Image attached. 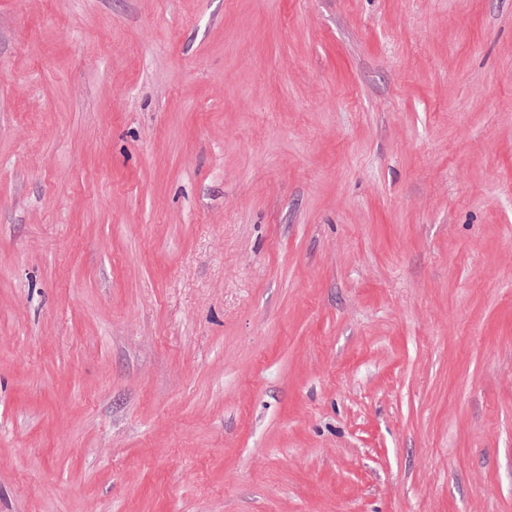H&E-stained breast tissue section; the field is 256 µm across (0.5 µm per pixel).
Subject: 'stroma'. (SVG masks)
<instances>
[{"instance_id":"1","label":"stroma","mask_w":512,"mask_h":512,"mask_svg":"<svg viewBox=\"0 0 512 512\" xmlns=\"http://www.w3.org/2000/svg\"><path fill=\"white\" fill-rule=\"evenodd\" d=\"M0 512H512V0H0Z\"/></svg>"}]
</instances>
